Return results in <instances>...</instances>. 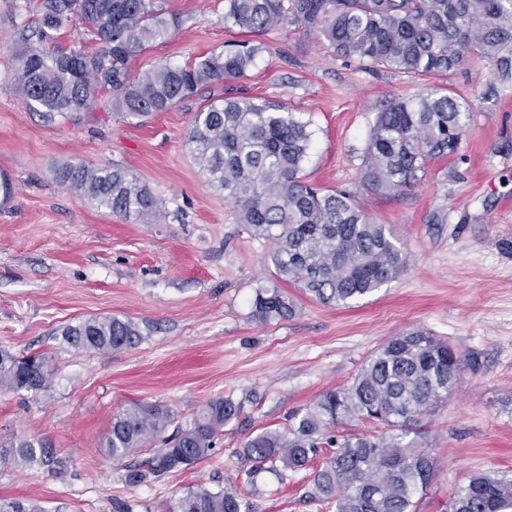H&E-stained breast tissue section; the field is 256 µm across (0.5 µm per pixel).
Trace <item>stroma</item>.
Returning <instances> with one entry per match:
<instances>
[{
  "instance_id": "stroma-1",
  "label": "stroma",
  "mask_w": 512,
  "mask_h": 512,
  "mask_svg": "<svg viewBox=\"0 0 512 512\" xmlns=\"http://www.w3.org/2000/svg\"><path fill=\"white\" fill-rule=\"evenodd\" d=\"M180 19L178 32L133 58V72L185 64L241 40L224 25V0H156ZM29 9L0 0V346L44 353L55 373L32 394L0 392V438L38 437L55 471L0 460V507L34 512H165L197 487L238 491L249 512H334L311 498L310 471L260 473L247 484L240 452L262 430L329 389L350 386L373 352L414 329L447 340L463 369L447 402L424 422L437 462L418 512H446L480 472L512 476V88L488 95L491 66L467 55L450 76L370 73L336 57L316 35L278 28L237 93L283 105L308 123L306 180L351 194L371 222L386 225L407 257L404 272L349 307L300 289L294 318L252 316L258 287L274 275L269 242L239 224L233 204L194 161L187 137L195 112L222 97L216 84L137 123L116 98L77 119H46L14 81ZM430 91L472 105L457 154L428 161L406 195L362 184L370 129L393 98ZM79 159L120 164L157 197L160 221L144 224L97 207L62 186L56 172ZM138 324L142 342L109 353L63 342L64 327L95 316ZM240 403L214 452L187 470L137 487L102 446L112 418L133 402L170 407L188 426L210 399Z\"/></svg>"
}]
</instances>
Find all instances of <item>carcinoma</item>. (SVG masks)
<instances>
[{"mask_svg":"<svg viewBox=\"0 0 512 512\" xmlns=\"http://www.w3.org/2000/svg\"><path fill=\"white\" fill-rule=\"evenodd\" d=\"M39 39L76 20L96 48L46 52L25 40L17 53L15 81L48 119L91 111L103 94L116 95L125 117L166 112L199 89L242 78L262 46L241 41L193 64H168L134 73L131 60L168 40L179 19L154 0H42ZM224 25L246 34L280 27L314 32L336 55L371 71L447 76L467 54L494 66L500 83L512 81V0H227ZM469 106L429 92L415 100L394 99L371 127L362 183L378 194L414 188L426 162L458 151ZM312 134L279 104L243 96L208 100L193 117L188 145L211 184L224 192L238 221L268 241L275 281L256 289L252 317L289 319L297 303L281 284L299 285L323 304L348 305L398 278L407 257L385 225L370 222L352 196L328 191L301 176ZM62 184L114 215L149 223L161 209L149 189L121 165L95 168L68 161ZM63 340L77 350L109 352L143 340L138 326L116 316L92 317L67 326ZM462 370L448 342L412 330L383 343L354 383L329 390L290 415L287 430H264L241 452L251 477L266 464L296 471L323 448L334 452L315 469V497L335 512H416V497L430 487L435 459L424 448V420L448 400ZM52 359L18 356L0 348V391L36 393L52 379ZM240 405L217 397L204 404L193 424L167 435L175 416L159 403L134 402L112 418L103 445L121 461L159 441L143 464L125 468V482L139 486L186 470L209 455L236 420ZM352 420L380 424L377 436L332 428ZM54 469V449L41 438L0 444V456ZM167 512H249L236 491L199 487ZM448 512H512V479L477 474L459 488Z\"/></svg>","mask_w":512,"mask_h":512,"instance_id":"cac0c4a2","label":"carcinoma"}]
</instances>
